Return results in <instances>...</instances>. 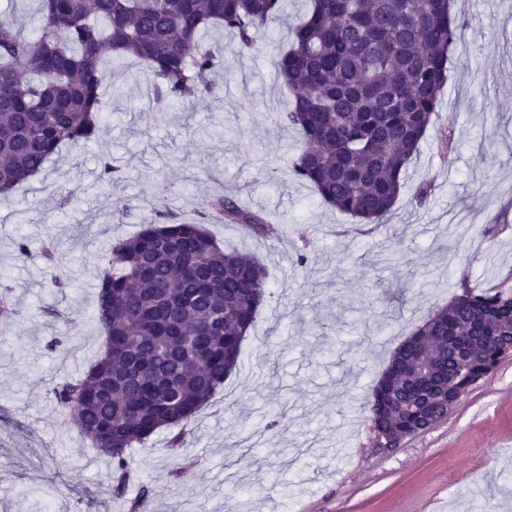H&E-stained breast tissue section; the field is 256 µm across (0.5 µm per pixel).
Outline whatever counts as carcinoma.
<instances>
[{
	"instance_id": "obj_1",
	"label": "carcinoma",
	"mask_w": 512,
	"mask_h": 512,
	"mask_svg": "<svg viewBox=\"0 0 512 512\" xmlns=\"http://www.w3.org/2000/svg\"><path fill=\"white\" fill-rule=\"evenodd\" d=\"M30 33L0 17V195L40 173L65 147L101 132L104 86L112 65L142 64L154 101L190 103L218 89L222 55L201 49L203 34L227 29L239 45L282 9V0H39ZM452 0H310L291 45L274 63L291 93L279 125L299 130L303 147L288 161L293 177L359 224L385 223L410 163L436 115L457 41ZM240 224L274 238L281 226L229 198L205 201L196 222L177 212L109 246L94 319L104 352L76 379L54 388L72 424L112 468L121 499L134 477L131 451L172 429L170 451L185 428L238 367L241 344L268 297L265 266L226 251L207 228ZM16 308L0 296V335ZM512 336V291L470 288L433 312L396 349L375 391L397 406L370 415L392 443L421 433L420 404L445 403L496 368L498 348L473 341L479 357L448 358L447 336ZM440 361L415 397L410 376L422 344Z\"/></svg>"
}]
</instances>
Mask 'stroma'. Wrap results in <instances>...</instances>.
Here are the masks:
<instances>
[{
    "mask_svg": "<svg viewBox=\"0 0 512 512\" xmlns=\"http://www.w3.org/2000/svg\"><path fill=\"white\" fill-rule=\"evenodd\" d=\"M307 8L284 0L242 51L231 32L208 35L224 73L215 94L189 106L155 110L146 79L116 75L98 140L62 149L0 199V292L20 311L0 337V512H128L144 486L145 512H512V355L399 448H379L369 421L379 378L418 324L462 287L512 285V9L455 0L459 38L437 115L407 189L373 230L321 204L288 170L301 138L275 122L288 92L273 62ZM105 158L116 169L110 183L100 179ZM425 180L433 190L418 206L412 188ZM65 190L79 201L63 213ZM218 196L284 228L267 240L236 224L210 227L223 247L262 261L268 302L179 455L165 431L134 449L141 480L115 499L111 467L53 389L101 352L93 313L109 243L164 207L193 220ZM50 237L70 287H54L37 257ZM21 240L31 259L18 258ZM47 306L71 323L43 315ZM279 404L283 429L265 431Z\"/></svg>",
    "mask_w": 512,
    "mask_h": 512,
    "instance_id": "stroma-1",
    "label": "stroma"
}]
</instances>
